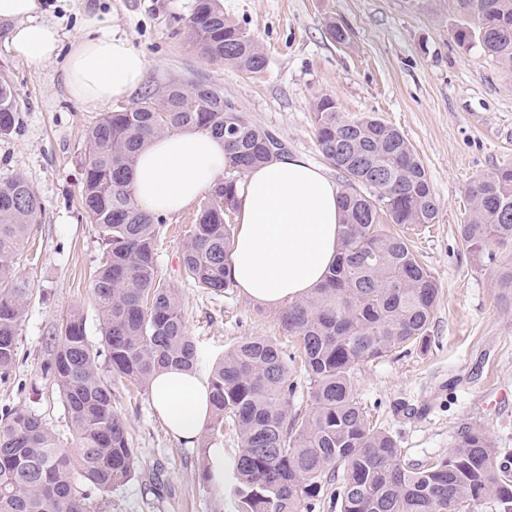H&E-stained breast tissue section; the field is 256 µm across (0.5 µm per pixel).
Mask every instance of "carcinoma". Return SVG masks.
I'll use <instances>...</instances> for the list:
<instances>
[{
	"label": "carcinoma",
	"instance_id": "obj_1",
	"mask_svg": "<svg viewBox=\"0 0 512 512\" xmlns=\"http://www.w3.org/2000/svg\"><path fill=\"white\" fill-rule=\"evenodd\" d=\"M476 20L457 41L478 40L485 53L512 71V0H454ZM187 37L204 57L257 73L266 58L257 43L224 17L215 0H192ZM202 81L148 89L130 107L105 112L90 128L82 163V206L102 243L92 290L102 325L92 344L84 316L74 311L54 336L43 372L57 386L72 438L71 451L40 415L17 410L0 423V512H93L82 487L100 498L133 479L139 458L128 425L113 406L112 383L148 388L168 366L194 370L198 345L189 335L180 293L163 277L156 244L162 218L135 202L130 175L152 138L193 128L224 137V178L208 193L181 249L183 278L221 296L235 286L227 271L242 177L280 155L268 146L277 133L245 112L224 111V94ZM322 156L343 177L337 263L311 296L282 309L279 321L296 338L311 408H290L297 384L276 340L248 337L215 360L208 374L210 417L200 435L207 450L238 427L235 462L241 512H312L325 483L342 473L339 512H467L491 499L512 512V478L498 465V449L479 425L457 433L448 454L425 464L405 461L397 441L369 420L352 385L362 362L427 340L438 282L397 225L433 224L438 205L425 167L403 134L370 113L350 115L320 95L313 104ZM20 132L16 98L0 73V137ZM471 217L460 225L470 253L512 242V166L492 168L468 187ZM43 203L22 175L0 180V378L10 376L19 352V327L31 293L17 264Z\"/></svg>",
	"mask_w": 512,
	"mask_h": 512
}]
</instances>
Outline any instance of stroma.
Listing matches in <instances>:
<instances>
[{
  "label": "stroma",
  "mask_w": 512,
  "mask_h": 512,
  "mask_svg": "<svg viewBox=\"0 0 512 512\" xmlns=\"http://www.w3.org/2000/svg\"><path fill=\"white\" fill-rule=\"evenodd\" d=\"M43 21L71 45L86 13L107 19L147 62L145 84L159 88L197 78L220 90L261 127L278 133L291 155L325 165L313 126L312 105L332 97L339 110L373 113L411 143L430 177L438 203L435 224L408 232L412 250L439 282L440 295L425 347L358 365L353 385L378 426L398 442L410 463L447 454L466 425L484 427L498 462L512 469V407L487 404L512 394V301L502 298L498 268L512 262V244L497 259L472 255L458 227L467 223V188L481 173L512 165V71L480 47L460 45L467 26L452 0H217L225 17L262 49L267 63L251 73L202 57L185 26L190 0H43ZM347 29L337 43L330 25ZM0 65L20 106L21 131L0 138V179L23 175L43 203L39 224L19 259L32 296L19 331V355L0 379V414L32 410L69 443L63 399L41 367L51 338L66 316L80 310L91 341L101 324L90 288L101 255L96 224L81 205V164L87 132L113 104L75 101L59 64L33 66L0 38ZM197 208L164 217L159 262L179 288L190 336L199 349L196 371L248 336L275 338L291 351L292 338L277 311L257 305L239 289L213 297L184 283L181 246ZM139 456L136 477L114 490L106 512H239L231 468L241 448L225 424L223 489L206 476L199 445L168 433L149 391L114 389Z\"/></svg>",
  "instance_id": "35a3bbf8"
}]
</instances>
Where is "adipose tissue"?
<instances>
[{
	"mask_svg": "<svg viewBox=\"0 0 512 512\" xmlns=\"http://www.w3.org/2000/svg\"><path fill=\"white\" fill-rule=\"evenodd\" d=\"M41 0H0L14 52L39 66L60 60L76 101L108 104L129 96L145 80L147 62L130 40L99 15L84 17L82 33L62 52L59 30L42 22ZM223 140L197 130L153 139L132 172L140 209L164 216L193 205L222 178ZM340 189L320 168L300 158L253 169L241 195L230 274L243 294L271 309L309 297L325 279L341 247ZM158 416L175 437L194 442L209 413V389L196 372L168 368L150 383Z\"/></svg>",
	"mask_w": 512,
	"mask_h": 512,
	"instance_id": "ef3b65f1",
	"label": "adipose tissue"
}]
</instances>
